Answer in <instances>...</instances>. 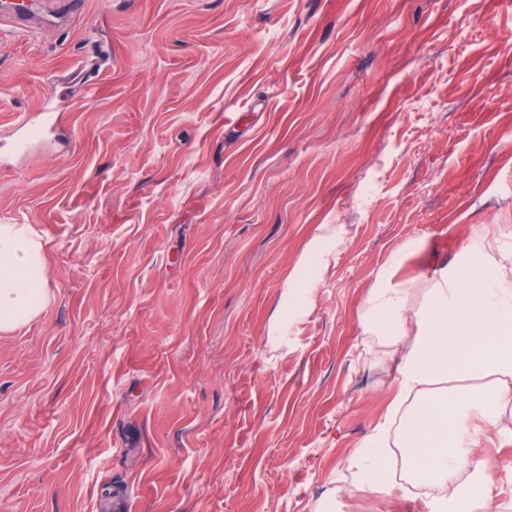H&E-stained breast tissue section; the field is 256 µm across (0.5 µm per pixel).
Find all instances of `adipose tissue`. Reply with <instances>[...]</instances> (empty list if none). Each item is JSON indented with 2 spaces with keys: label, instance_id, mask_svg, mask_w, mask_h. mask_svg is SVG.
Returning <instances> with one entry per match:
<instances>
[{
  "label": "adipose tissue",
  "instance_id": "1",
  "mask_svg": "<svg viewBox=\"0 0 512 512\" xmlns=\"http://www.w3.org/2000/svg\"><path fill=\"white\" fill-rule=\"evenodd\" d=\"M47 302L43 238L28 224H0V332ZM359 330L396 375L383 418L345 460L355 482L344 494L496 512L504 486L483 452L512 444V227L487 225L480 244L433 274L379 272Z\"/></svg>",
  "mask_w": 512,
  "mask_h": 512
}]
</instances>
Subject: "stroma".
<instances>
[{"label":"stroma","instance_id":"35a3bbf8","mask_svg":"<svg viewBox=\"0 0 512 512\" xmlns=\"http://www.w3.org/2000/svg\"><path fill=\"white\" fill-rule=\"evenodd\" d=\"M0 28V224L49 302L0 333V512H312L395 369L380 270L512 225V0H85ZM62 113L59 145L14 118ZM331 512H424L359 494Z\"/></svg>","mask_w":512,"mask_h":512}]
</instances>
